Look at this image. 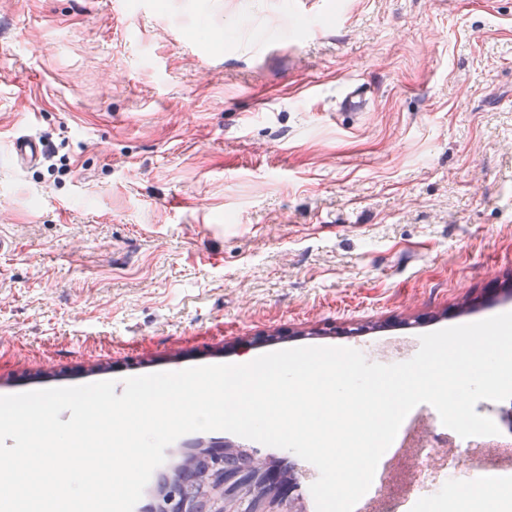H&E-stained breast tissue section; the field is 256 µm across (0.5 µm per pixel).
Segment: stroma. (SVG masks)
Segmentation results:
<instances>
[{"label":"stroma","instance_id":"stroma-1","mask_svg":"<svg viewBox=\"0 0 512 512\" xmlns=\"http://www.w3.org/2000/svg\"><path fill=\"white\" fill-rule=\"evenodd\" d=\"M290 3L0 0V396L512 312V0ZM43 151L42 142L30 135H19L13 139L11 144V155L23 165L36 164Z\"/></svg>","mask_w":512,"mask_h":512}]
</instances>
